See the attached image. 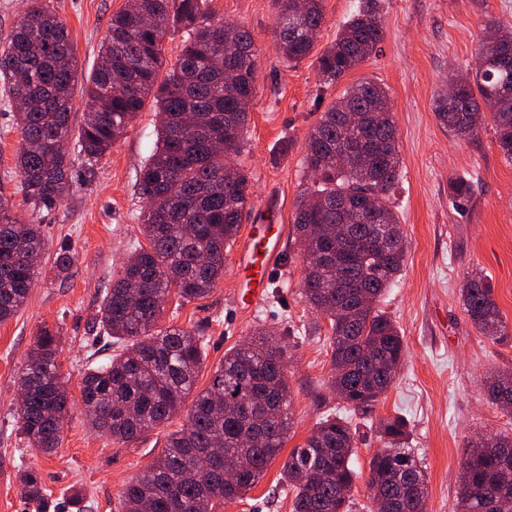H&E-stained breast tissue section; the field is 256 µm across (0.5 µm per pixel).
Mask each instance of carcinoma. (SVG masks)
Here are the masks:
<instances>
[{"mask_svg": "<svg viewBox=\"0 0 512 512\" xmlns=\"http://www.w3.org/2000/svg\"><path fill=\"white\" fill-rule=\"evenodd\" d=\"M213 0H132L112 15L99 62L78 75L67 26L42 3L19 19L0 51L3 100L13 109L19 136L17 190L37 213L60 204L73 182L92 183L99 161L126 135L153 99L160 124L155 150L139 175L145 205L141 231L147 245L132 248L103 296L92 326L105 360L89 364L82 401L93 428L116 442H131L186 412L181 428L167 433L162 452L131 479L120 512H214L253 489L290 436L294 421L288 354L272 328H257L247 342L224 353L210 386L188 410L205 358L199 330L158 322L173 290L186 301L206 298L224 278L230 245L250 199L245 174L226 158L244 147L248 113L260 67L259 49L243 25L212 9ZM323 0H277L272 34L283 59L298 63L314 50L324 22ZM493 39L479 41L466 72L451 77L453 99L439 95L435 112L456 137H472L492 118L496 143L512 163V31L490 19ZM184 30L187 40L164 77L163 40ZM384 37L378 0H357L336 39L318 57V76L332 85L356 69ZM81 88L85 119L73 130L71 113ZM364 116L358 129L347 114ZM375 141L383 157L365 168L347 156L357 142ZM304 166L309 182L294 213L302 255V294L330 322V388L348 412H366L384 395L405 355L398 327L378 302L401 271L405 240L391 203L400 180V153L389 95L363 80L348 87L308 136ZM468 200L472 179L452 183ZM45 240L41 225L23 223L0 197V322L25 305L40 274ZM69 250L59 248L52 270L71 275ZM464 310L493 340L509 336L486 277L461 288ZM59 340L48 328L34 337L19 377L18 429L27 446L53 453L70 414L67 382L59 372ZM492 403L512 409V373L488 383ZM381 448L370 460L368 490L374 512H427L425 467L409 446L401 416L380 422ZM355 432L344 416L322 419L281 468L292 512H350ZM245 460L230 479L225 472ZM22 492L38 512H50L38 474L26 470ZM512 437H481L462 463L456 512H512Z\"/></svg>", "mask_w": 512, "mask_h": 512, "instance_id": "cac0c4a2", "label": "carcinoma"}]
</instances>
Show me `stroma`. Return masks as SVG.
I'll use <instances>...</instances> for the list:
<instances>
[{"label": "stroma", "instance_id": "35a3bbf8", "mask_svg": "<svg viewBox=\"0 0 512 512\" xmlns=\"http://www.w3.org/2000/svg\"><path fill=\"white\" fill-rule=\"evenodd\" d=\"M70 29L80 70L91 71L110 19L128 0H45ZM384 39L376 55L330 86L320 83L317 57L284 62L272 37L276 0H214L218 16L245 25L261 51L250 109L247 145L236 162L249 182L245 223L270 216L286 226L281 254L262 299L242 311L233 259L207 297L190 302L170 293L160 327L201 330L205 360L196 389L209 386L229 349L258 323L278 328L290 355L294 426L283 452L245 498L215 512H292L281 490V467L325 416L344 412L329 388L326 318L300 289L302 263L291 229L297 198L307 182L303 159L308 132L350 84L371 79L390 95L401 157V180L392 205L402 225L405 259L381 301L403 336L405 360L385 395L369 412L347 414L357 430L351 512H371L366 488L371 456L380 448L377 424L404 416L411 445L428 474V512H455L461 461L482 434L512 436V413L487 395L491 375L512 373V337L482 335L465 313L461 285L474 273L490 282L512 327V165L492 126L461 139L437 120L434 102L448 75L466 70L483 24L493 19L512 30V0H379ZM156 110L146 102L127 134L100 161L94 182L74 183L56 208L32 213L15 195V154L20 138L0 105V196L22 221L41 224L46 253L39 279L22 310L0 324V512H34L20 475L34 469L57 512H118L125 484L161 452L167 427L116 443L93 430L81 399V379L94 351L91 327L106 287L119 277L132 246L143 242L138 193L140 170L156 142ZM477 177L470 201L456 203L451 183ZM69 243L71 276L52 272L60 243ZM60 335L58 361L68 381L70 416L61 444L49 456L28 448L14 418L18 377L41 328ZM81 492L79 505L69 497Z\"/></svg>", "mask_w": 512, "mask_h": 512}]
</instances>
